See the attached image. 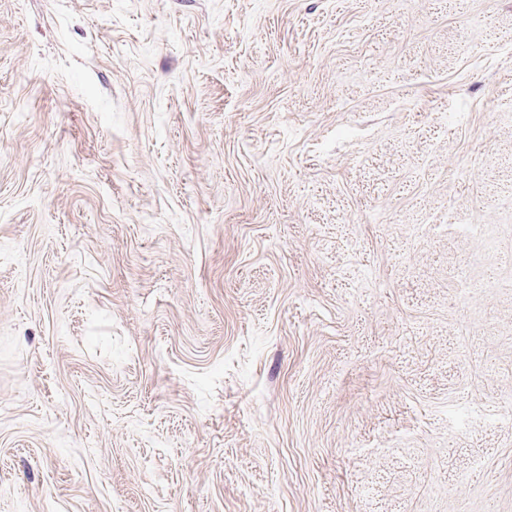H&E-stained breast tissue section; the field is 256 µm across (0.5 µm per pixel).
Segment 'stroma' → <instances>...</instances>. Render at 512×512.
<instances>
[{"mask_svg": "<svg viewBox=\"0 0 512 512\" xmlns=\"http://www.w3.org/2000/svg\"><path fill=\"white\" fill-rule=\"evenodd\" d=\"M508 113L512 0H0V512H512Z\"/></svg>", "mask_w": 512, "mask_h": 512, "instance_id": "obj_1", "label": "stroma"}]
</instances>
